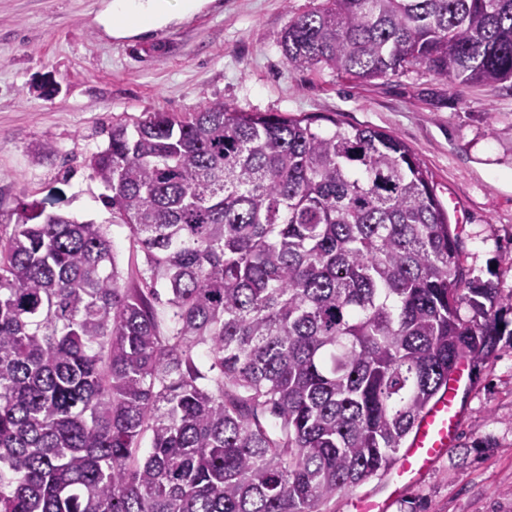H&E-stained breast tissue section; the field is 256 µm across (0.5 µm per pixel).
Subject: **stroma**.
<instances>
[{
  "label": "stroma",
  "instance_id": "stroma-1",
  "mask_svg": "<svg viewBox=\"0 0 512 512\" xmlns=\"http://www.w3.org/2000/svg\"><path fill=\"white\" fill-rule=\"evenodd\" d=\"M110 0H0V232L26 214H64L110 227L120 268L139 259L102 202L87 157L108 130L155 112L184 114L221 100L247 112L329 115L387 132L455 200L462 260L472 277L512 292V82L450 87L423 67L371 81L290 66L289 21L316 0H205L149 32L115 37ZM52 140L43 161L35 146ZM468 449L460 458V449ZM512 512V350L472 376L458 437L388 512Z\"/></svg>",
  "mask_w": 512,
  "mask_h": 512
}]
</instances>
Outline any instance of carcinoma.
<instances>
[{"label":"carcinoma","mask_w":512,"mask_h":512,"mask_svg":"<svg viewBox=\"0 0 512 512\" xmlns=\"http://www.w3.org/2000/svg\"><path fill=\"white\" fill-rule=\"evenodd\" d=\"M280 44L360 80L505 83L512 0H321ZM88 166L143 260L60 215L0 234V512H322L461 359L512 347V293L470 277L386 132L217 100L112 127Z\"/></svg>","instance_id":"obj_1"}]
</instances>
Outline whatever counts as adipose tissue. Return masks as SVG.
<instances>
[{
    "label": "adipose tissue",
    "mask_w": 512,
    "mask_h": 512,
    "mask_svg": "<svg viewBox=\"0 0 512 512\" xmlns=\"http://www.w3.org/2000/svg\"><path fill=\"white\" fill-rule=\"evenodd\" d=\"M205 0H112L104 23L115 36L136 35L162 27L176 16L194 11Z\"/></svg>",
    "instance_id": "ef3b65f1"
}]
</instances>
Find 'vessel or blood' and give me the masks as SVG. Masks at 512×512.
Masks as SVG:
<instances>
[{
  "label": "vessel or blood",
  "instance_id": "1",
  "mask_svg": "<svg viewBox=\"0 0 512 512\" xmlns=\"http://www.w3.org/2000/svg\"><path fill=\"white\" fill-rule=\"evenodd\" d=\"M471 382L468 363H460L448 385L420 416L405 448L388 473L387 495H368L357 503L358 512H387L391 493L419 482L443 459L453 446L458 430L461 406L459 397Z\"/></svg>",
  "mask_w": 512,
  "mask_h": 512
}]
</instances>
